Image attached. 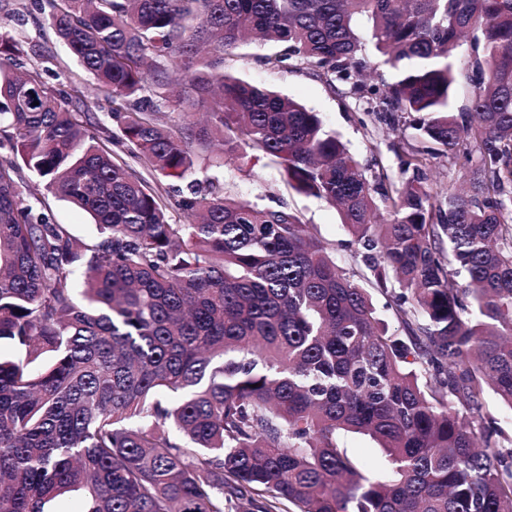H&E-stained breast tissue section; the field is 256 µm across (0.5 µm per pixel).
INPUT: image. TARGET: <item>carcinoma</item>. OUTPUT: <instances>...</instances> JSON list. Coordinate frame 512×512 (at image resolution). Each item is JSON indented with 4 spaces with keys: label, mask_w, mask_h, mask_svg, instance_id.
<instances>
[{
    "label": "carcinoma",
    "mask_w": 512,
    "mask_h": 512,
    "mask_svg": "<svg viewBox=\"0 0 512 512\" xmlns=\"http://www.w3.org/2000/svg\"><path fill=\"white\" fill-rule=\"evenodd\" d=\"M57 37L112 98L108 147L81 98L0 60V512H512V0H46ZM391 82L365 83L364 40ZM274 42L331 86L409 117L463 159L441 199L369 178L317 112L224 72ZM467 47L474 94L452 111ZM178 59L176 72L166 62ZM202 109L171 129L154 109ZM337 207L406 336L288 209L194 178L244 152ZM90 215L74 238L26 203L24 171ZM191 179L173 224L149 177ZM456 266L462 281L448 276ZM372 438L371 480L339 445ZM486 411L496 419L504 434L512 437V410L493 393L486 397ZM340 446L348 448L357 456L364 466L367 476L378 479L385 476L388 465L380 448L367 436L345 434L340 439Z\"/></svg>",
    "instance_id": "carcinoma-1"
}]
</instances>
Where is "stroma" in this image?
<instances>
[{"label":"stroma","instance_id":"stroma-1","mask_svg":"<svg viewBox=\"0 0 512 512\" xmlns=\"http://www.w3.org/2000/svg\"><path fill=\"white\" fill-rule=\"evenodd\" d=\"M43 0H0V38L19 42L24 50L20 58L23 72L34 75L47 88L67 94L79 90L82 109L103 124H110L112 104L98 90L63 47L46 21ZM280 48L274 44L243 46L224 55L226 73L294 97L309 110L320 113L328 130L344 141L367 175L387 174L391 183L401 184L405 176L401 161L423 142L408 124L392 128L378 122L362 102L342 95L324 79L310 75L302 66L276 65ZM462 160L451 153L431 158L425 184L432 196L443 197L449 187L458 185ZM225 179L240 195L269 207H288L296 213L310 233L330 248L337 264L371 289L381 319L391 333L403 335L401 318L386 304L387 296L376 288L361 255L349 244L350 236L342 226L336 209L324 200L307 197L292 190L281 166L265 157L248 156L225 169ZM24 196L34 206L44 208L58 224L69 225L72 234L89 239L95 233L87 216L48 191L34 175H26Z\"/></svg>","mask_w":512,"mask_h":512}]
</instances>
